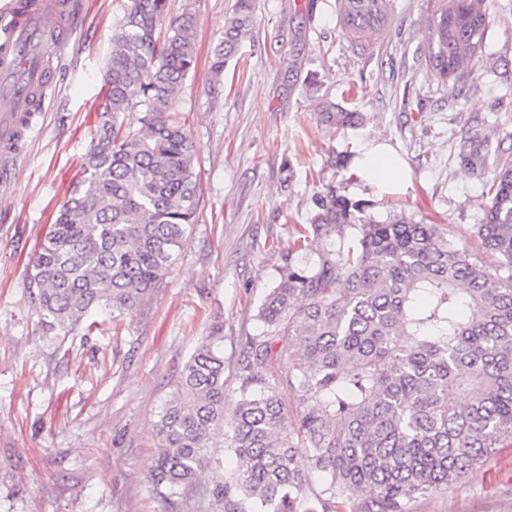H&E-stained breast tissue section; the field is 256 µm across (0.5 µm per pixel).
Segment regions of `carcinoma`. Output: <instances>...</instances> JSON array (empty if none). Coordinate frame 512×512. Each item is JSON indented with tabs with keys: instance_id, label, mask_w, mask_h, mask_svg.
<instances>
[{
	"instance_id": "carcinoma-1",
	"label": "carcinoma",
	"mask_w": 512,
	"mask_h": 512,
	"mask_svg": "<svg viewBox=\"0 0 512 512\" xmlns=\"http://www.w3.org/2000/svg\"><path fill=\"white\" fill-rule=\"evenodd\" d=\"M168 2L126 0L113 23L92 144L30 274L48 332L97 311L114 321L131 313L161 286L196 221V147L177 102L196 66L195 16L168 17ZM491 24L487 0L435 10L430 73L445 82L475 66ZM250 25L251 0H237L213 49L215 76ZM131 111L135 128L120 122ZM317 119L343 130L359 114L327 103ZM456 158L463 172L486 175L477 233L498 265L473 259L434 224L380 222L367 201L332 187L315 194L307 234L288 248L259 309L263 331L247 339L231 415L221 327L183 364L156 424L157 488L171 496L190 486L222 430L236 456L233 479L213 490L226 512H327L353 495L360 512H406L512 443V155L485 138L463 141ZM333 235L338 249L299 262L308 238ZM314 471L324 483L311 492Z\"/></svg>"
}]
</instances>
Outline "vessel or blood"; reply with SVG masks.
Wrapping results in <instances>:
<instances>
[{
    "label": "vessel or blood",
    "instance_id": "1",
    "mask_svg": "<svg viewBox=\"0 0 512 512\" xmlns=\"http://www.w3.org/2000/svg\"><path fill=\"white\" fill-rule=\"evenodd\" d=\"M65 9L64 0H8L0 8V172L14 166L38 103L54 88L47 55L68 43L72 30L46 19ZM336 16L352 44L369 56L396 26V0H336Z\"/></svg>",
    "mask_w": 512,
    "mask_h": 512
}]
</instances>
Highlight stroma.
I'll return each mask as SVG.
<instances>
[{"label":"stroma","mask_w":512,"mask_h":512,"mask_svg":"<svg viewBox=\"0 0 512 512\" xmlns=\"http://www.w3.org/2000/svg\"><path fill=\"white\" fill-rule=\"evenodd\" d=\"M75 2L73 37L53 60L56 90L0 185V512H220L210 493L235 468L223 432L210 450L219 466L164 497L150 479L158 413L218 322L225 408H235L246 339L262 330L258 310L314 194L335 186L373 201L377 220L400 213L437 225L497 265L477 236L485 179L459 171L455 155L468 136L512 149V0H491L479 62L445 83L425 64L436 0H397L399 29L366 62L338 26L335 0H255L252 26L218 78L211 51L236 0H170L171 14L196 17L197 65L178 97L196 146L199 218L162 287L120 325L100 314L94 327L55 335L39 324L28 280L90 146L123 0ZM327 100L360 113L359 125H320ZM381 140L408 167L405 190L337 176L338 152ZM408 512H512V445Z\"/></svg>","instance_id":"35a3bbf8"}]
</instances>
